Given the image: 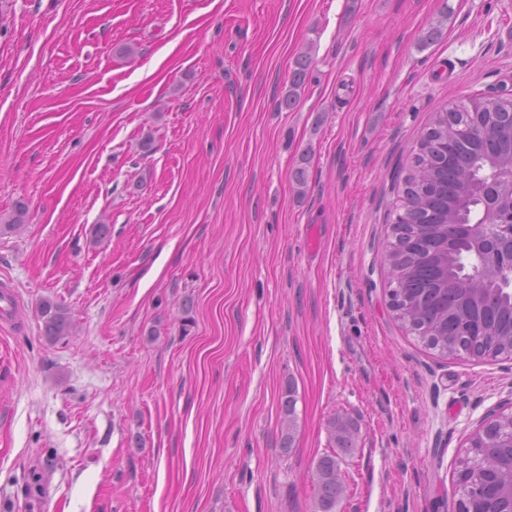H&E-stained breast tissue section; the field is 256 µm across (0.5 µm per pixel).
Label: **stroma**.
Here are the masks:
<instances>
[{
    "mask_svg": "<svg viewBox=\"0 0 512 512\" xmlns=\"http://www.w3.org/2000/svg\"><path fill=\"white\" fill-rule=\"evenodd\" d=\"M504 93L512 0H0V503L314 512L345 414L335 512H448L512 357L426 348L381 256L434 113ZM309 76V57L308 53H303L298 56L295 61V68L293 69L290 87L288 94L283 97L282 105L285 107H292L295 102L296 92L298 89L305 85ZM39 319L44 336L59 340L71 336L73 323L66 309L51 300H43L38 306ZM330 441L342 454L349 453L355 443L358 432L356 422L345 414H338L329 421Z\"/></svg>",
    "mask_w": 512,
    "mask_h": 512,
    "instance_id": "1",
    "label": "stroma"
}]
</instances>
